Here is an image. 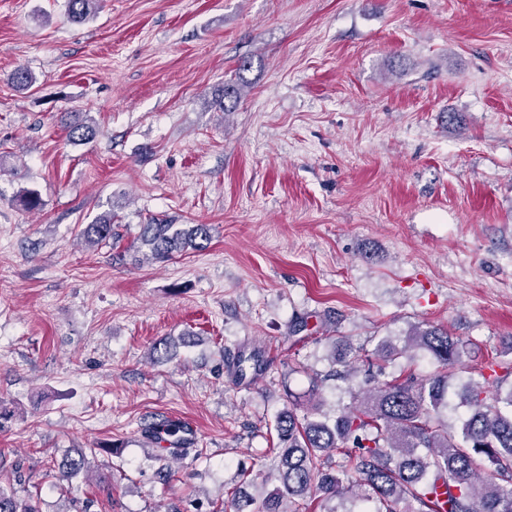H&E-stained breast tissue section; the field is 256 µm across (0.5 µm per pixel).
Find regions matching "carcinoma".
<instances>
[{"instance_id": "cac0c4a2", "label": "carcinoma", "mask_w": 512, "mask_h": 512, "mask_svg": "<svg viewBox=\"0 0 512 512\" xmlns=\"http://www.w3.org/2000/svg\"><path fill=\"white\" fill-rule=\"evenodd\" d=\"M104 0H68V14L84 22ZM65 127L74 144H87L97 134L81 112L66 113ZM112 212L86 225L80 235L97 245L116 240ZM209 224H142L137 241L151 260L164 262L191 247L211 241ZM427 351L436 369L409 374L402 382L383 381L373 388L349 386V403L328 413L316 399L319 379L311 380L310 406L292 400L275 420L278 462L263 481L276 482L262 500L230 493L224 512H302L306 498L323 501L355 492L377 504L374 512H512V387L502 392L497 360L487 362L467 382L459 406L465 411L448 425V378L463 365L466 347L448 330L419 327L404 348L381 347L388 363L405 350ZM182 428L162 421L143 430L149 442L163 433L175 448L186 445ZM87 467V457H67L62 469L71 478ZM0 512H39L0 488Z\"/></svg>"}]
</instances>
